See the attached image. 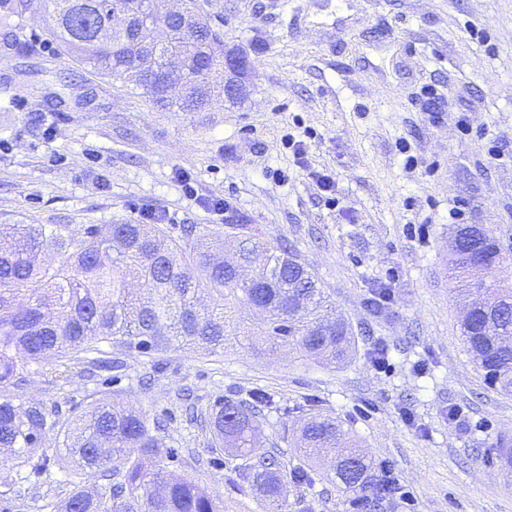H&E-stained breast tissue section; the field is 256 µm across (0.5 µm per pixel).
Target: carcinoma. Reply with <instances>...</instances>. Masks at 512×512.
Returning a JSON list of instances; mask_svg holds the SVG:
<instances>
[{"label":"carcinoma","mask_w":512,"mask_h":512,"mask_svg":"<svg viewBox=\"0 0 512 512\" xmlns=\"http://www.w3.org/2000/svg\"><path fill=\"white\" fill-rule=\"evenodd\" d=\"M144 0H0V53L31 56L16 29L35 14L52 18L49 35L97 73L131 82L163 110L200 112L211 96L207 73L220 64L224 37L198 17L201 43L179 46L191 64L173 66L165 86L149 79L156 48L141 36ZM128 17L113 26L112 13ZM224 235L240 238L235 261L208 251L189 257L166 244L156 224L0 225V448L42 459L43 435L54 431L81 478L58 512H221L219 501L165 465L146 412L106 398L69 421L57 407L19 393L32 365L53 363L65 374L77 359L97 362L99 345L153 355L171 347L224 352L231 336L245 332L287 343L304 356L344 362L356 338L336 313L318 280L284 247L254 238L247 224H228ZM495 237L480 246L448 243V271L459 296L484 294L468 304L459 326L468 351L488 386L512 395V288L497 287ZM207 290L213 303L198 306ZM252 311L242 318L231 304ZM262 394L253 400L218 399L208 415L215 447L251 459L261 430ZM344 422L315 414L299 429L296 451L303 465L289 475L271 471L273 460L250 465L262 486L264 512H285L288 483L309 484L312 461L336 451L328 481L360 500H375L383 486L369 481L375 460L348 439Z\"/></svg>","instance_id":"carcinoma-1"}]
</instances>
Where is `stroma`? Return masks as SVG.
<instances>
[{
    "label": "stroma",
    "mask_w": 512,
    "mask_h": 512,
    "mask_svg": "<svg viewBox=\"0 0 512 512\" xmlns=\"http://www.w3.org/2000/svg\"><path fill=\"white\" fill-rule=\"evenodd\" d=\"M195 4L225 47L249 54L241 105L161 110L78 63L48 36V15L26 20L22 36L38 54L0 59V224H144L153 211L178 240L182 225L217 235L240 219L318 278L359 335L348 362L244 337L213 356L111 349L127 365L113 398L163 417L157 437L176 452L170 470L216 494L223 512H262L260 498L238 475L239 458L213 465V432L187 421L185 408L256 389L275 403L256 454L274 456L281 473L298 463L301 417L321 413L344 421L410 493V503L395 496L378 512H512V396L490 390L476 368L448 280L459 225L448 210L459 205L463 222L496 237L512 282V0ZM218 199L221 215L208 207ZM377 282L391 287L380 310ZM376 339L389 347L383 371ZM105 377L78 365L64 382L36 366L23 393L68 418L101 398ZM454 407L464 425L449 416ZM43 450L35 475L0 455V512H51L72 491L54 435ZM286 512L354 510L318 476L289 484Z\"/></svg>",
    "instance_id": "stroma-1"
}]
</instances>
